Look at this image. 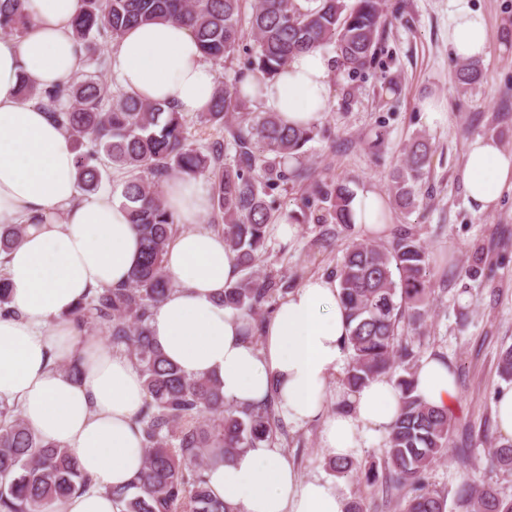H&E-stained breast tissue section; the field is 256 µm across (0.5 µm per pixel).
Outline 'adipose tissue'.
<instances>
[{
    "mask_svg": "<svg viewBox=\"0 0 512 512\" xmlns=\"http://www.w3.org/2000/svg\"><path fill=\"white\" fill-rule=\"evenodd\" d=\"M78 0H28L33 15L21 35L0 37V223L25 227L22 241L0 254L10 284V313L0 316V402L14 406L43 441L67 448L91 489L74 494L62 512H121L107 488L135 481L144 465L134 418L143 378L128 357L94 338L78 339L71 310L90 292L126 283L140 241L122 201L82 195L77 152L69 134L18 92L21 78L48 88L80 69L72 19ZM448 45L454 58L489 55L484 13L470 0H450ZM330 57L321 49L293 56L274 79L249 73L243 91L290 125L309 127L328 109ZM123 90L182 114L208 107L218 74L191 29L174 21L127 31L112 53ZM462 179L480 212L495 210L512 190V151L475 138ZM167 209L184 229L169 242L165 268L174 289L153 311L154 341L186 374H216L226 401L243 405L279 385L278 406L295 424L321 422V446L332 458L359 456L372 435L387 433L399 412L400 391L379 376L350 393L344 410L327 414L332 373L347 359L346 313L335 279L307 278L269 319L262 344L243 336L242 320L219 298L238 268L222 234L200 229L210 193L200 181L169 179ZM354 224L378 232L389 216L379 192L357 190ZM80 358L81 380L61 365ZM416 394L446 409L458 397L449 363L424 359L415 373ZM213 495L239 512H347L349 500L335 480L302 477L277 442L248 449L207 472Z\"/></svg>",
    "mask_w": 512,
    "mask_h": 512,
    "instance_id": "obj_1",
    "label": "adipose tissue"
}]
</instances>
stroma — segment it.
<instances>
[{
	"label": "stroma",
	"instance_id": "35a3bbf8",
	"mask_svg": "<svg viewBox=\"0 0 512 512\" xmlns=\"http://www.w3.org/2000/svg\"><path fill=\"white\" fill-rule=\"evenodd\" d=\"M485 13L491 48L484 77L464 87L454 77L457 62L448 50L449 0H381L386 27L370 67L351 78L329 74L330 102L318 121L302 163L315 177L344 182L351 190L370 187L388 194L391 172L404 147L425 138L432 151L417 203L411 210L390 209L392 227L414 228L433 262L429 314L420 330L405 329L418 359L434 355L452 365L459 398L451 411V445L469 451L467 466L445 459L426 475L445 495L447 512H462L454 490L465 473L492 482L512 497V473L493 468L490 444L503 442L494 414L496 394L506 382L498 372L503 348L512 346V191L496 210L478 213L461 178L467 146L475 137H492L512 149V0H472ZM437 106L434 114L426 104ZM380 149H371L373 140ZM307 187L294 184L280 197L281 215H304L293 237L270 225L268 251L260 274L287 280L296 289L313 275L336 276L352 240L364 238L354 225L327 235L318 207H307ZM321 425L283 423L277 433L302 474L329 476L321 448ZM347 497L362 496L365 512H403L406 490L381 491L344 477Z\"/></svg>",
	"mask_w": 512,
	"mask_h": 512
}]
</instances>
